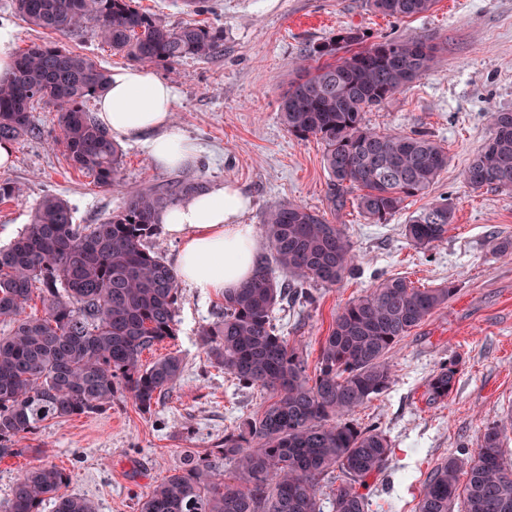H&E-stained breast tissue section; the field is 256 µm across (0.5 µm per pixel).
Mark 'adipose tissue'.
Returning a JSON list of instances; mask_svg holds the SVG:
<instances>
[{"label": "adipose tissue", "instance_id": "1", "mask_svg": "<svg viewBox=\"0 0 512 512\" xmlns=\"http://www.w3.org/2000/svg\"><path fill=\"white\" fill-rule=\"evenodd\" d=\"M175 86L146 65L116 69L98 100L97 119L113 137L141 143L150 161L178 169L191 161L195 146L176 128ZM249 199L235 184L184 197L162 211L158 221L177 240L178 277L203 293L223 295L250 280L256 270L258 239L241 217Z\"/></svg>", "mask_w": 512, "mask_h": 512}]
</instances>
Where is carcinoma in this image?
Returning a JSON list of instances; mask_svg holds the SVG:
<instances>
[{
    "label": "carcinoma",
    "instance_id": "1",
    "mask_svg": "<svg viewBox=\"0 0 512 512\" xmlns=\"http://www.w3.org/2000/svg\"><path fill=\"white\" fill-rule=\"evenodd\" d=\"M384 16L410 18L438 0H367ZM29 26L74 35L92 24L112 52L174 68L187 58L222 50L224 31L193 22L172 27L134 0H12ZM364 33L342 28L302 58L298 77L280 105V119L297 137L325 144L331 202L359 190L358 207L382 224L409 197L425 193L448 166V153L424 133H380L363 125L379 107L437 64L427 41L384 40L350 50ZM110 73L94 58L55 44L32 43L16 53L11 80L0 85V141L15 143L39 132L32 112L55 108L56 143L71 166L105 187L118 185L123 152L86 110L106 89ZM493 134L463 172L474 189L512 187V112L491 114ZM204 191L183 181L171 191L126 195L122 210L101 224H76L68 203L44 196L30 224L0 247V459L20 456V442L51 418L96 414L119 395L147 412L176 388L184 373L170 352L148 366L144 351L176 336L179 279L148 248L160 231L161 211ZM454 222L453 207L433 203L405 225L419 249L442 242ZM264 235L270 256L253 278L224 295V313L200 331L211 366L236 385L260 389L269 402L255 417L224 432V447L191 458L155 485L140 512H323L325 477L340 471L330 512H365L369 481L387 470L391 442L379 427H361L353 413L388 390L389 353L454 288H417L404 277L381 280L348 302L336 317L309 368L299 346L274 323L283 303L312 305L315 287H333L357 271L356 255L340 224L304 206L268 209ZM275 265L289 279L277 278ZM39 291L41 315L26 308ZM456 362L445 361L427 382L432 402L448 398ZM502 425L486 427L473 453L439 463L423 482L416 512H512V463L506 461ZM233 467L225 480L222 468ZM69 475L38 464L15 482L0 512H95L92 502L67 493Z\"/></svg>",
    "mask_w": 512,
    "mask_h": 512
}]
</instances>
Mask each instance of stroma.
I'll list each match as a JSON object with an SVG mask.
<instances>
[{
    "label": "stroma",
    "instance_id": "35a3bbf8",
    "mask_svg": "<svg viewBox=\"0 0 512 512\" xmlns=\"http://www.w3.org/2000/svg\"><path fill=\"white\" fill-rule=\"evenodd\" d=\"M138 3L171 26L197 21L224 31V46L213 58L155 67L178 91L174 122L195 141L197 154L181 169L163 170L152 165L142 144L126 142L119 187L100 186L72 168L55 145L56 113L37 110L40 135L15 143L12 167L0 172L22 189L19 197L0 200V246L24 231L34 205L49 193L67 201L78 224L103 222L127 192L186 180L237 184L252 199L243 221L258 228L270 207L300 204L342 225L358 259L356 275L319 288L315 305L275 312L279 332L311 363L340 308L380 280L399 276L420 288L452 287L448 302L393 349L389 390L353 415L361 425L378 424L392 444L386 475L371 487L369 512H415L422 483L437 463L473 452L486 426L512 419V255L497 250L512 239V189L475 190L462 176L492 135L491 112L512 111V0H438L433 10L412 18L372 12L366 0ZM2 23L16 29L20 49L54 42L96 57L109 70L129 63L99 43L92 28L66 37L27 25L11 0H0ZM349 26L369 44L428 40L438 47L432 72L363 115L364 125L378 131L425 133L448 154L447 168L428 193L408 198L382 224L360 212L355 194L344 207L331 204L324 143L291 135L279 119L298 58ZM444 198L455 211L447 238L416 248L405 224ZM223 309L222 297L181 284L176 337L162 347L184 359L176 388L148 412L120 397L96 414L44 421L27 439V453L0 460V502L19 475L43 460L63 468L69 492L92 500L97 512H140L142 496L181 469L188 455L216 449L225 430L259 412L266 394L238 388L210 366L200 346L201 328ZM446 359L457 363L454 390L447 400L428 403L427 380Z\"/></svg>",
    "mask_w": 512,
    "mask_h": 512
}]
</instances>
